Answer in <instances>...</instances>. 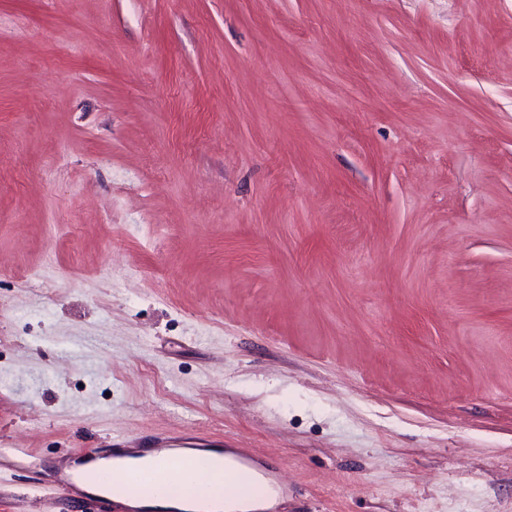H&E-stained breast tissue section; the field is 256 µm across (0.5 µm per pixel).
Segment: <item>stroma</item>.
I'll use <instances>...</instances> for the list:
<instances>
[{"label":"stroma","mask_w":512,"mask_h":512,"mask_svg":"<svg viewBox=\"0 0 512 512\" xmlns=\"http://www.w3.org/2000/svg\"><path fill=\"white\" fill-rule=\"evenodd\" d=\"M187 424L512 512V0H0V512Z\"/></svg>","instance_id":"stroma-1"}]
</instances>
